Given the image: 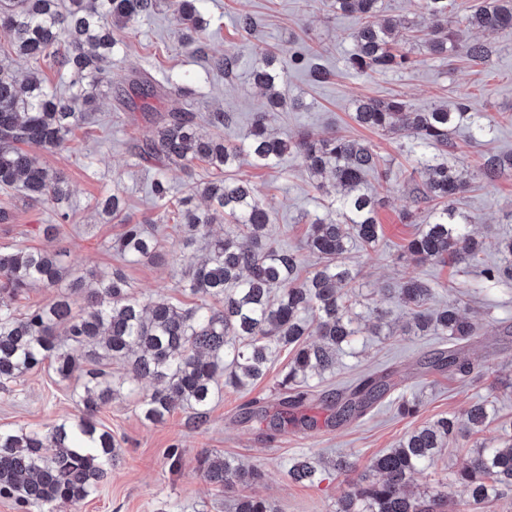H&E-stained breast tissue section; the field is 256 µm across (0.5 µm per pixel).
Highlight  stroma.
<instances>
[{
  "instance_id": "stroma-1",
  "label": "stroma",
  "mask_w": 512,
  "mask_h": 512,
  "mask_svg": "<svg viewBox=\"0 0 512 512\" xmlns=\"http://www.w3.org/2000/svg\"><path fill=\"white\" fill-rule=\"evenodd\" d=\"M204 13L210 25L197 53L181 47L179 27L163 7L150 19L116 31L117 44L102 74L104 83L91 134L80 131L60 146L35 151L40 162L62 175L68 185L69 222L60 226L56 240H48L44 227L56 222L54 206L32 203L18 190L0 191V208L10 213L9 222L0 224V249L62 247L66 266L84 273L118 269L140 298L166 297L191 304V297L181 296L177 284L185 265L205 254L206 242L201 239L186 248L176 241L171 222L164 219L162 208L150 194L155 167L140 160L134 149L135 142L155 134L165 113L177 107L178 101L164 99L156 112L147 115L119 112L111 88L135 72L172 71L195 90L196 111L220 108L229 113L228 133L232 140L240 141L246 138L254 113L267 111L266 96L250 73L260 54L276 56L286 66L279 90L292 106L267 112L270 127L283 137L309 130L365 140L390 173L378 211L383 238L378 247L351 254L352 263L360 269L352 296L362 305L390 311V325L380 335L359 337L353 353L340 356L333 371L314 378L313 396L296 409V422L276 429L264 420H244L242 411L249 400L261 398L269 414L277 413L276 382L290 358L285 350L275 355L266 378L254 386L244 391L220 389L207 423L197 427L182 411L152 424L140 418L135 397L113 400L101 410L97 422L112 432L119 456L98 492L76 512H224L223 489L203 482L192 465L175 474L168 471L164 456L172 447L183 449L189 458L205 449L245 463H261L264 482L253 488L236 487L235 492L259 493L273 503L276 512H336L351 475L330 468L319 484L295 483L288 478L293 458L347 456L356 462L355 473L369 474L372 460L395 447L408 431L443 414L463 413L492 388L512 382V285L486 292L477 288L476 274L456 277L450 267L402 259L401 249L416 231L415 225L402 220L412 207L402 177L413 161L409 143L405 137L359 126L353 119L355 104L365 97H396L412 108L426 110L462 98L471 111L497 114L498 125L490 141L481 144L471 141L465 129L452 134L454 156L460 164L472 170L485 151L512 153V33L493 35L498 52L486 65L474 64L461 55L451 59L437 56L424 44L410 43L405 47L411 59L408 68L367 76L346 68L353 47L350 35L360 25L358 15L310 8L306 0H206ZM242 13L258 20L254 34L236 29L234 19ZM306 45L320 54L321 64L329 70L326 81H314L307 70L288 66L289 49ZM227 49L238 57V68L229 78L208 65L209 57ZM226 174L248 179L257 198L271 204L275 220L268 234L287 249L303 251L306 219L328 211L339 195L334 187L313 190L301 159L292 152L284 154L274 167L244 163L227 169ZM117 188L126 199L125 209L117 219L103 218L97 203ZM455 205L470 216L476 236L483 242V263H499L501 241L512 238V180L470 188L457 197ZM127 224L145 225L163 238L160 256L151 261L120 256L114 243ZM404 276L432 283L453 277L458 287L468 292L465 311L480 328L479 337L465 348L476 366L473 373L462 376L423 370L425 358L446 347L447 341L439 336L406 334L409 317L394 292ZM387 368L395 372V387L366 416L339 425L328 423L324 397ZM74 385V380L58 377L46 365L0 385V427L44 429L59 419L77 416ZM415 391L424 401L419 414L399 415L400 397ZM304 416L314 419V427L301 425ZM489 439L502 445L512 439V395L499 398L481 432L449 443L431 467L415 473L411 489L456 502L465 499L467 492L455 481L453 472L476 443Z\"/></svg>"
}]
</instances>
